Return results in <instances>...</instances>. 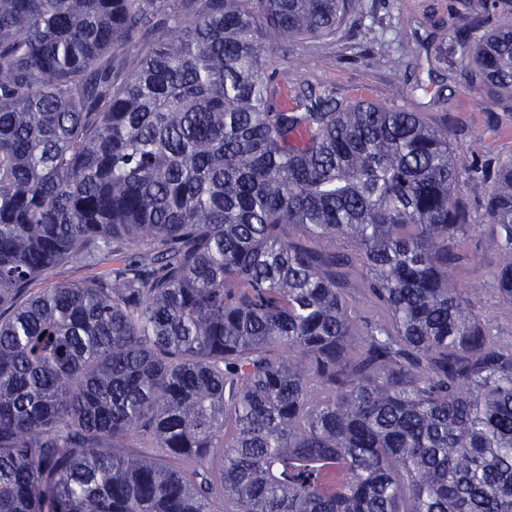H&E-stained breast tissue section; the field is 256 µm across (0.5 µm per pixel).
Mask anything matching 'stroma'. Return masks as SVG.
<instances>
[{"label": "stroma", "mask_w": 512, "mask_h": 512, "mask_svg": "<svg viewBox=\"0 0 512 512\" xmlns=\"http://www.w3.org/2000/svg\"><path fill=\"white\" fill-rule=\"evenodd\" d=\"M459 9L458 0H362L336 36L289 43L275 61L291 81L333 87L346 102H389L394 80L417 74L428 90L405 99L404 107L447 129L461 166L494 165L512 157V111L496 100L477 101L463 72L438 62L445 45L420 22L425 14L450 20ZM473 216L476 228L458 255L456 274L464 285L481 286L490 281L496 256L478 230L483 210Z\"/></svg>", "instance_id": "stroma-1"}]
</instances>
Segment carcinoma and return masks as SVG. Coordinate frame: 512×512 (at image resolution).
Segmentation results:
<instances>
[{
  "instance_id": "1",
  "label": "carcinoma",
  "mask_w": 512,
  "mask_h": 512,
  "mask_svg": "<svg viewBox=\"0 0 512 512\" xmlns=\"http://www.w3.org/2000/svg\"><path fill=\"white\" fill-rule=\"evenodd\" d=\"M353 0H0V512H512V158L288 85ZM512 101V0L465 16ZM482 189L490 287L454 273ZM64 262L93 270L38 293Z\"/></svg>"
}]
</instances>
